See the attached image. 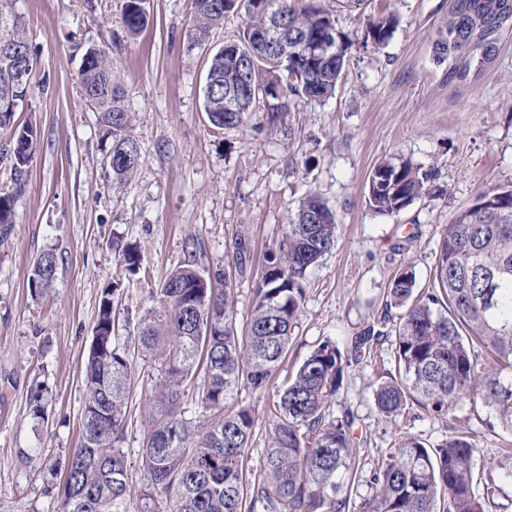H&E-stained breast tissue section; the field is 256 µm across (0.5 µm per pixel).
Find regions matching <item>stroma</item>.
I'll list each match as a JSON object with an SVG mask.
<instances>
[{"label":"stroma","mask_w":512,"mask_h":512,"mask_svg":"<svg viewBox=\"0 0 512 512\" xmlns=\"http://www.w3.org/2000/svg\"><path fill=\"white\" fill-rule=\"evenodd\" d=\"M399 18L391 40L366 39L381 5ZM351 45L336 93L302 102L269 125L265 113L245 130H220L203 110L202 90L212 55L242 25L226 20L205 45L189 48L193 0H146L149 23L132 41L123 36L120 0H11L26 22L34 53L33 93L17 112L36 122L40 137L14 203L13 222L0 233V512H56L61 462L77 448L84 395L82 366L103 289L114 288L115 334L133 360L134 388L122 448L131 496L126 512H142L147 477L138 450L152 412L156 377L128 322L153 305L151 288L185 254L201 246L202 266L223 267L237 234L249 238L245 275L233 282L239 316H246L264 253L311 192L336 214L333 251L308 276L288 351L301 363L319 342L348 343L379 321L392 277L412 266L430 288L440 234L455 212L483 191L512 185V26L493 62L467 84L447 81L431 58L437 29L452 0H324ZM112 49V71L134 114L142 155L134 177L113 187L105 162L111 146L98 115L79 96L84 48ZM403 158L433 172L430 191L396 215L374 212L366 183L384 158ZM120 236L137 246L143 274L125 277ZM55 250L57 280L50 293L28 289L39 254ZM394 347L378 345L351 368L331 406L355 414L366 462L408 433L435 446L456 431L472 432L478 467H491L497 485L491 512H512V434L494 426L488 410L430 416L410 403L395 420L374 407L377 385L397 375ZM49 389L43 418L30 393Z\"/></svg>","instance_id":"stroma-1"}]
</instances>
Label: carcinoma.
<instances>
[{
	"label": "carcinoma",
	"mask_w": 512,
	"mask_h": 512,
	"mask_svg": "<svg viewBox=\"0 0 512 512\" xmlns=\"http://www.w3.org/2000/svg\"><path fill=\"white\" fill-rule=\"evenodd\" d=\"M0 0V165L12 185L0 192V225L12 223V206L26 184L37 124L15 114L31 96L33 55L21 15ZM138 0H123L122 19L134 37L147 23ZM188 47L210 40L234 14L245 15L236 39L224 43L211 62L212 81L203 90V110L220 129L243 130L255 112L275 122L290 103L331 97L347 63L349 44L323 0H193ZM282 22L281 35L298 57L282 61L260 37L268 14ZM512 0H453L448 22L438 31L444 43L438 64H448V81L481 75L498 51ZM397 25L382 8L367 39L386 44ZM257 92L237 112L224 111V95L243 83V61ZM80 96L112 137L106 158L113 183L136 174L141 156L132 135L131 112L112 75L111 48L88 47L78 68ZM432 171L389 158L373 168L367 203L379 214H396L428 191ZM337 241L336 216L310 193L286 225L252 288L245 321L237 318L233 278L243 272L245 236L233 243L224 267L202 268L197 246L152 290L155 305L135 320L134 339L159 378L150 399L154 413L139 463L148 483L145 500H162L167 512H489L496 486L475 464V443L457 432L432 448L417 436L398 437L363 476L354 414L330 413L350 368L374 346H395L398 376L378 385L379 414L396 418L408 402L446 418L461 403L484 408L512 434V185L481 193L460 208L440 235L433 286L416 290L411 267L391 281L385 308L396 319L380 320L341 347L317 344L283 387L292 331L306 298L308 273ZM125 271L142 269L136 246L118 241ZM57 253L36 259L30 291L44 294L57 278ZM113 292H103L93 339L82 371L85 400L81 442L65 459L58 512H125L130 494L127 457L119 444L128 419L132 360L113 334ZM250 393L253 403L239 400ZM197 395L212 412L204 424L189 415L187 397ZM269 413L267 448L260 469L250 466L256 440V403ZM366 494L356 503L352 487ZM484 484V494L474 487Z\"/></svg>",
	"instance_id": "1"
}]
</instances>
